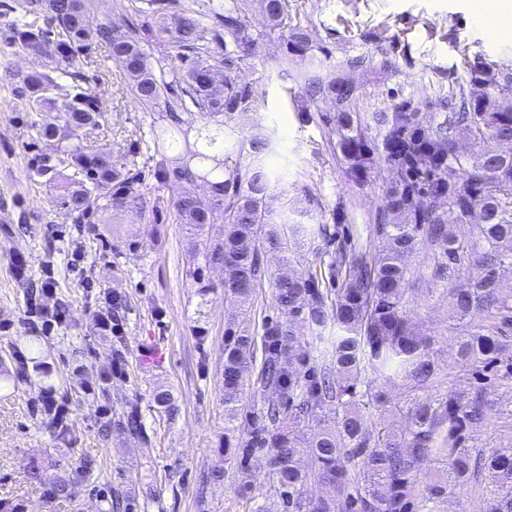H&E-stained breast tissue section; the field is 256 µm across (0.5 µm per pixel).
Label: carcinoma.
Returning a JSON list of instances; mask_svg holds the SVG:
<instances>
[{
  "mask_svg": "<svg viewBox=\"0 0 512 512\" xmlns=\"http://www.w3.org/2000/svg\"><path fill=\"white\" fill-rule=\"evenodd\" d=\"M35 2L34 16L24 13L0 28L5 43L54 58L48 70L13 75L14 94L29 111L62 113L58 124L31 123L35 138L56 143L53 153L35 157L31 177L58 189V205L77 224H111L129 210L146 211L142 172L115 166L109 152L70 142L78 129L99 128L102 107L86 85V70L88 50L105 44L138 103L165 109L166 123L153 136L161 161L151 176L172 192L176 220L191 233L224 225V239L208 246L206 262L224 269L225 296L246 312L254 305L262 256L288 252V238L308 232L305 224L277 223L267 208L271 178L264 158L273 149L272 133L258 127L239 142L237 157H249L247 164H229L231 155L224 152V120L254 112L264 101V91L238 75L260 37L280 42V76L299 85L315 110L329 105L336 112L350 175L362 179L375 169L369 128L355 118L361 89L350 77L367 68L368 58L349 55L328 68L315 62L316 47L292 15L290 0H254L266 21L261 34L249 22V0H206L201 9L177 0H142L139 14L154 20L158 36L178 50L181 65L169 76L149 64L135 24L94 27L87 0ZM461 65L463 76L439 88L434 102L448 112L443 122L424 129L410 104L375 118L384 162L397 173L377 217L382 249L341 254L329 264L331 279L347 272L334 298L320 288V273L302 280L272 278L275 306L286 317L265 325L262 334L260 382L272 397L262 425L233 452L231 442L241 433L243 379L255 363V337L233 332L225 340L224 460L235 457L247 470L260 452L286 512H408L415 497L421 512H440L438 504L480 465L494 477L486 512H512V448L476 454L464 446L468 431L489 414L481 396L449 391L412 398L411 426L403 436L388 432L381 421L369 422L364 413L371 404L386 405L381 386L388 380L403 378L417 390L437 380L432 338L413 329L404 312V285L421 229L440 245L445 262L439 270L447 279L464 277L446 292L450 310L462 319H478L456 337L454 364L475 369L502 364L512 373V355H504L499 336V326L512 323V302L499 297L500 270L512 267V252L500 250L503 242L512 244V152L469 156L458 150L460 137L512 142V67L472 59L466 48ZM197 114L210 124L195 127ZM199 181L209 184L204 197L194 191ZM450 213L475 221L468 239L446 229ZM329 321L336 324V336L320 369L300 373L293 352L303 330ZM325 409L333 414V427L315 429L312 441L302 445L295 428ZM304 454L315 462L310 473L299 466ZM433 463L444 465L447 482L418 489L417 472ZM311 476L325 487L316 499L303 492ZM48 484L53 497L71 496L70 479L57 476Z\"/></svg>",
  "mask_w": 512,
  "mask_h": 512,
  "instance_id": "cac0c4a2",
  "label": "carcinoma"
}]
</instances>
